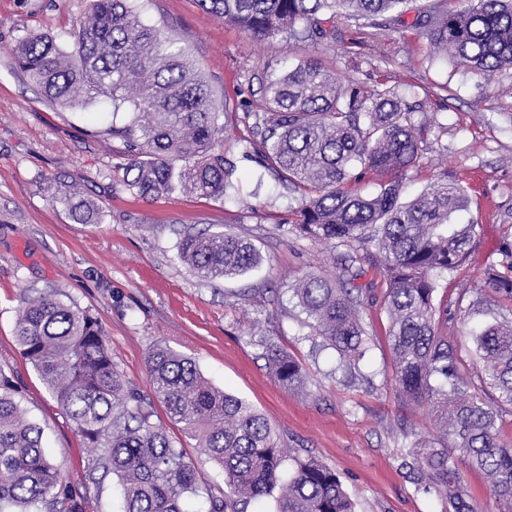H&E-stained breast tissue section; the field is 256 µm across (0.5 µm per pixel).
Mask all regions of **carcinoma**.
Segmentation results:
<instances>
[{"label": "carcinoma", "instance_id": "cac0c4a2", "mask_svg": "<svg viewBox=\"0 0 512 512\" xmlns=\"http://www.w3.org/2000/svg\"><path fill=\"white\" fill-rule=\"evenodd\" d=\"M215 16L260 39L281 38L297 47L336 39V24L388 31L409 0H202ZM431 47L455 65L490 77L512 69V0H469L448 9L433 0L416 18ZM16 66L50 99L61 104L108 103L125 109L128 123L106 132L134 152L123 183L140 196L189 189L224 197L236 191L233 169L216 148L223 102L196 64L165 30L144 23L139 0H90L73 51L65 54L50 35L19 42ZM423 101L384 82L366 90L310 60L283 58L266 77L241 139L243 156L261 146L264 169L300 194L287 223L314 242L345 245L347 278L307 274L293 289L312 329L347 360L370 348L361 318L370 289L356 285L365 267L378 269L387 289L391 350L399 394L439 412L438 436L407 449L417 483L448 498L452 512H476L467 501V468L483 471L491 493L512 506V443L500 436L501 407H512V321L496 319L472 331L481 371L461 370L456 346L436 328L454 319L452 305L436 312L441 278L467 264L474 251V224L452 216L468 207L465 187L438 177L404 201L402 181L428 147L427 122L416 114ZM367 173L383 178L380 191L356 187ZM59 200L80 224H94L100 206L64 186ZM179 256L206 279L234 278L260 256L231 232H186ZM483 287L512 302V244L486 266ZM15 335L61 409L105 452L93 469L121 485V512H188L183 500L197 494L192 463L151 421V403L124 380L106 345L105 331L88 311L51 293L18 310ZM267 359L278 382H303L299 364L274 346ZM155 397L224 473L228 492L210 499L208 512H246L248 504L279 489L276 512H353L339 476L313 457L294 458L285 472L286 449L257 410L214 387L195 362L157 346L147 358ZM16 390L0 371V512H33L61 503L83 512L42 447L41 429L27 417Z\"/></svg>", "mask_w": 512, "mask_h": 512}]
</instances>
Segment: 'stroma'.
I'll list each match as a JSON object with an SVG mask.
<instances>
[{"mask_svg": "<svg viewBox=\"0 0 512 512\" xmlns=\"http://www.w3.org/2000/svg\"><path fill=\"white\" fill-rule=\"evenodd\" d=\"M89 5L0 0V369L42 427L63 483L83 498L85 512H116V478L89 479L87 439L16 341L18 309L42 292L99 319L118 371L151 400L154 423L197 470L198 492L184 502L190 512H206L209 497L224 492V476L154 401L147 354L157 345L192 358L215 387L262 413L290 454L314 456L336 472L355 512H448L447 500L417 486L402 466L403 449L437 430L431 407L406 401L396 389L383 276L370 268L363 277L372 288L362 312L371 347L356 365L343 364L336 349L302 327L304 315L290 293L312 271L344 276L339 252L285 224L286 190L243 158L240 140L247 134L246 111L262 95L266 64L291 52L367 87L383 74L404 89L447 85L446 98L424 104V117H436L440 126L409 171L404 197L425 191L442 173L468 190L470 203L457 220L476 226L475 258L444 278L434 304L457 302L448 333L462 366L476 372L481 363L472 330L485 322V310L512 316V308L482 287L485 266L503 242H512V69L489 79L449 58L430 57L412 10L382 40L364 41L357 28L344 27L330 45L292 49L278 38L257 40L200 0H147L143 19L178 39L224 103V156L236 167L239 191L231 198L179 191L141 197L123 183L129 158L122 141L105 132L110 122L126 123L128 113L112 120L93 105L50 101L14 64V46L27 36L48 33L71 48ZM63 182L98 200L99 223L71 218L55 198ZM189 230L245 236L261 263L237 278L201 279L178 257V239ZM270 344L300 365L303 385L275 379L265 356Z\"/></svg>", "mask_w": 512, "mask_h": 512, "instance_id": "35a3bbf8", "label": "stroma"}]
</instances>
